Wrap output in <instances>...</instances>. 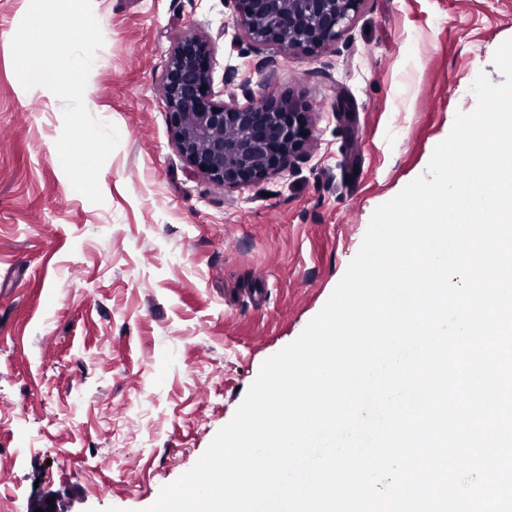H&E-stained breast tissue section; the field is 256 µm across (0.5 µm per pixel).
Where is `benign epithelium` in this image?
Segmentation results:
<instances>
[{
  "label": "benign epithelium",
  "mask_w": 512,
  "mask_h": 512,
  "mask_svg": "<svg viewBox=\"0 0 512 512\" xmlns=\"http://www.w3.org/2000/svg\"><path fill=\"white\" fill-rule=\"evenodd\" d=\"M234 22L256 45L315 52L336 41L364 0H231ZM164 101L175 146L185 161L228 188L252 184L282 169L306 140V108L292 95L258 106L215 100L210 43L181 38L165 72Z\"/></svg>",
  "instance_id": "obj_1"
}]
</instances>
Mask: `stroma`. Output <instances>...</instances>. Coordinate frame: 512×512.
<instances>
[{"label":"stroma","instance_id":"35a3bbf8","mask_svg":"<svg viewBox=\"0 0 512 512\" xmlns=\"http://www.w3.org/2000/svg\"><path fill=\"white\" fill-rule=\"evenodd\" d=\"M28 5L0 0V503L145 512L321 310L375 208L474 110L477 75L503 82L512 0H364L313 53L251 43L231 0H92L89 107L120 133L100 204L62 168V102L15 74ZM189 34L211 44L220 100L309 105L299 158L234 189L182 158L163 83Z\"/></svg>","mask_w":512,"mask_h":512}]
</instances>
